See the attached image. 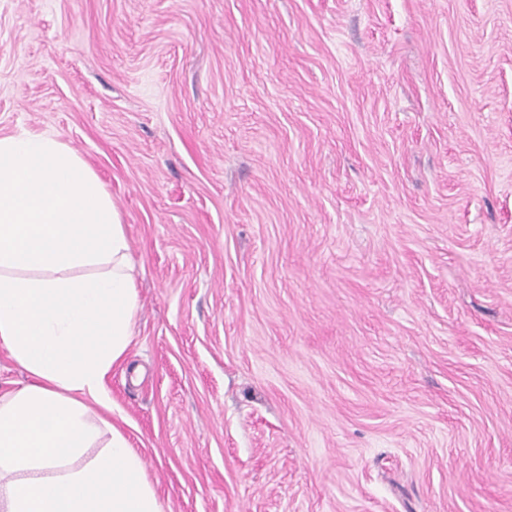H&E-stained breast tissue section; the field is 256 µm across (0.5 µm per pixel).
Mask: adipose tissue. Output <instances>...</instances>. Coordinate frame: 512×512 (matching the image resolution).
Returning a JSON list of instances; mask_svg holds the SVG:
<instances>
[{"label":"adipose tissue","mask_w":512,"mask_h":512,"mask_svg":"<svg viewBox=\"0 0 512 512\" xmlns=\"http://www.w3.org/2000/svg\"><path fill=\"white\" fill-rule=\"evenodd\" d=\"M139 308L125 226L91 167L52 134L0 137V344L29 375L0 395V512H165L104 416Z\"/></svg>","instance_id":"ef3b65f1"}]
</instances>
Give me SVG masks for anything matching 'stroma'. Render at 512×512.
Masks as SVG:
<instances>
[{
    "label": "stroma",
    "instance_id": "obj_1",
    "mask_svg": "<svg viewBox=\"0 0 512 512\" xmlns=\"http://www.w3.org/2000/svg\"><path fill=\"white\" fill-rule=\"evenodd\" d=\"M23 130L122 215L166 512H512V0H0Z\"/></svg>",
    "mask_w": 512,
    "mask_h": 512
}]
</instances>
